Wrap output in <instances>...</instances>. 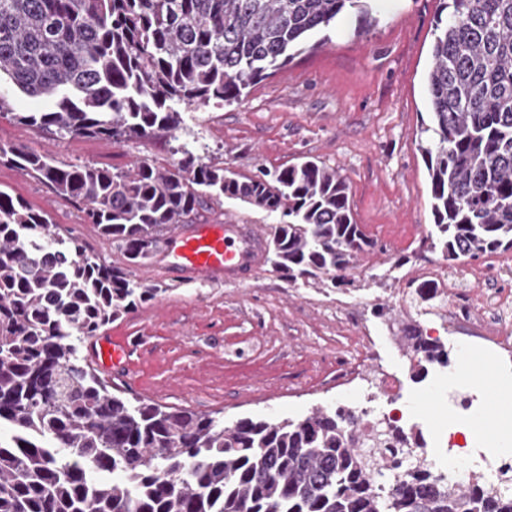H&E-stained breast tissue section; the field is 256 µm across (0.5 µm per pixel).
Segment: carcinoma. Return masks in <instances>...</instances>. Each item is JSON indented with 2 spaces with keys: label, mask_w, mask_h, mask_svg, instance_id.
<instances>
[{
  "label": "carcinoma",
  "mask_w": 512,
  "mask_h": 512,
  "mask_svg": "<svg viewBox=\"0 0 512 512\" xmlns=\"http://www.w3.org/2000/svg\"><path fill=\"white\" fill-rule=\"evenodd\" d=\"M374 0H0V88L53 100L17 119L58 138L109 143L172 132L179 107L239 100L348 9ZM428 74L432 125L420 146L446 260L512 250V0H442ZM170 168L113 172L0 145V163L72 202L126 259L116 268L48 215L0 190V512H512L510 478L448 489L417 437L369 434L317 406L297 418L172 409L114 393L79 361L95 336L156 299L135 278L166 234L208 201L278 217L268 261L294 283L339 288L375 243L356 222L343 174L316 158L242 176L186 147ZM419 360L448 349L413 323ZM407 449L393 478L387 451ZM387 477L380 483L377 477Z\"/></svg>",
  "instance_id": "obj_1"
}]
</instances>
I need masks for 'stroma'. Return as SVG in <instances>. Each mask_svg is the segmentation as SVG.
<instances>
[{
	"mask_svg": "<svg viewBox=\"0 0 512 512\" xmlns=\"http://www.w3.org/2000/svg\"><path fill=\"white\" fill-rule=\"evenodd\" d=\"M440 8V0H382L377 19L350 11L239 101L183 112L173 136L159 132L120 144L89 136L57 139L15 118L45 111L49 102L13 95L12 112L0 116V145L47 152L65 163L120 171L148 159L169 167L181 143L248 176L317 158L346 177L355 220L376 243L361 257L354 284L340 289L290 283L267 263L220 281L188 279L170 270L171 249L161 245L137 272L159 296L107 327L116 336L145 337L132 356L134 369L104 371L101 379L127 396L219 412L228 423L302 417L337 401L324 383L352 338L336 307L341 299L369 320L378 344L374 368L401 375V405L417 422L437 420L424 434L428 454L446 456L449 421L466 417L449 393L477 396L481 414L498 412L499 386L512 385L511 372L493 370L491 381L478 385L450 382L447 369L436 365L419 373L400 331L372 313L373 304H390L395 289L421 268L474 272L512 260L507 251L449 263L428 238L430 183L419 143L421 127L431 120L426 76ZM0 189L45 211L62 237H78L102 260L123 266L120 250L41 180L0 164ZM197 221L253 224L267 232L277 219L224 200L200 209Z\"/></svg>",
	"mask_w": 512,
	"mask_h": 512,
	"instance_id": "35a3bbf8",
	"label": "stroma"
}]
</instances>
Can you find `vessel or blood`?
<instances>
[{
	"label": "vessel or blood",
	"instance_id": "vessel-or-blood-1",
	"mask_svg": "<svg viewBox=\"0 0 512 512\" xmlns=\"http://www.w3.org/2000/svg\"><path fill=\"white\" fill-rule=\"evenodd\" d=\"M175 266L185 275L214 281L241 265L259 266L264 258L265 237L253 226L200 224L193 231L172 236ZM132 345L125 336H104L95 342L93 359L105 369L128 359Z\"/></svg>",
	"mask_w": 512,
	"mask_h": 512
}]
</instances>
